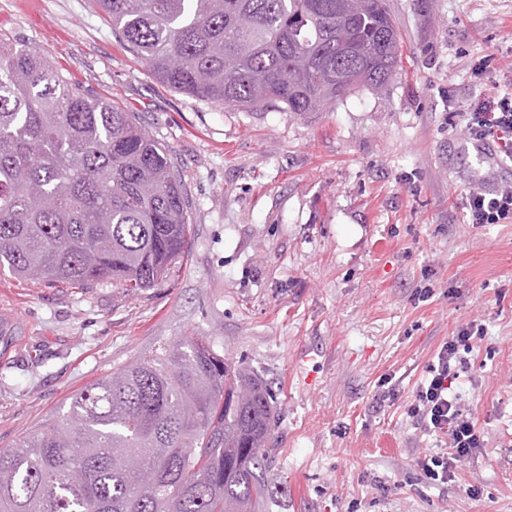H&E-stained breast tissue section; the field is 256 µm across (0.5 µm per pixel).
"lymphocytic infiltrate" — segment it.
<instances>
[{"label":"lymphocytic infiltrate","mask_w":512,"mask_h":512,"mask_svg":"<svg viewBox=\"0 0 512 512\" xmlns=\"http://www.w3.org/2000/svg\"><path fill=\"white\" fill-rule=\"evenodd\" d=\"M469 140L512 136V93L489 92L460 114ZM466 221L477 224L512 223V186L493 192H473L466 199ZM483 325L470 322L460 326L445 341L427 367L428 376L418 388L407 414L417 427L446 439L448 449L424 456L418 466L433 483L447 484L458 463L482 447L484 435L472 415L463 413L459 398L450 388L460 376L466 356L482 338Z\"/></svg>","instance_id":"obj_1"}]
</instances>
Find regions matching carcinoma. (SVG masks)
I'll use <instances>...</instances> for the list:
<instances>
[{
	"mask_svg": "<svg viewBox=\"0 0 512 512\" xmlns=\"http://www.w3.org/2000/svg\"><path fill=\"white\" fill-rule=\"evenodd\" d=\"M160 83L217 105L323 112L388 90L387 0H94ZM182 178L131 112L0 33V272L144 292L189 252ZM271 385L183 340L0 448V512H262Z\"/></svg>",
	"mask_w": 512,
	"mask_h": 512,
	"instance_id": "cac0c4a2",
	"label": "carcinoma"
}]
</instances>
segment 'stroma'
Wrapping results in <instances>:
<instances>
[{
	"label": "stroma",
	"mask_w": 512,
	"mask_h": 512,
	"mask_svg": "<svg viewBox=\"0 0 512 512\" xmlns=\"http://www.w3.org/2000/svg\"><path fill=\"white\" fill-rule=\"evenodd\" d=\"M403 36L387 93L323 112L216 106L163 86L93 0H0V33L135 113L180 174L192 224L171 283L137 295L0 274L24 329L0 347V448L77 390L189 337L271 382L272 512H512V223H465L469 191L512 184L450 116L512 93V0H388ZM500 64L483 77L474 62ZM486 334L455 391L484 445L454 481L406 409L440 344ZM391 381L393 400L377 404Z\"/></svg>",
	"instance_id": "stroma-1"
}]
</instances>
